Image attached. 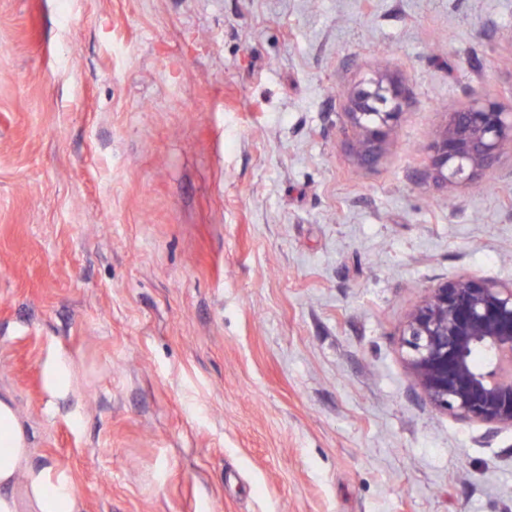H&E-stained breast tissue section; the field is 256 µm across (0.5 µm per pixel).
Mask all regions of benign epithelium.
<instances>
[{
    "label": "benign epithelium",
    "mask_w": 512,
    "mask_h": 512,
    "mask_svg": "<svg viewBox=\"0 0 512 512\" xmlns=\"http://www.w3.org/2000/svg\"><path fill=\"white\" fill-rule=\"evenodd\" d=\"M405 100L402 83L383 71L349 90L347 115L361 164L377 159ZM445 114L429 146L438 179L471 180L512 150V107L476 93ZM402 342L410 374L432 406L463 422L512 430V283L463 276L430 289L408 316Z\"/></svg>",
    "instance_id": "1"
}]
</instances>
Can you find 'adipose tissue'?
Returning <instances> with one entry per match:
<instances>
[{"label": "adipose tissue", "mask_w": 512, "mask_h": 512, "mask_svg": "<svg viewBox=\"0 0 512 512\" xmlns=\"http://www.w3.org/2000/svg\"><path fill=\"white\" fill-rule=\"evenodd\" d=\"M31 449L10 401L0 399V512H79L66 471L30 465Z\"/></svg>", "instance_id": "ef3b65f1"}]
</instances>
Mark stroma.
<instances>
[{
	"instance_id": "obj_1",
	"label": "stroma",
	"mask_w": 512,
	"mask_h": 512,
	"mask_svg": "<svg viewBox=\"0 0 512 512\" xmlns=\"http://www.w3.org/2000/svg\"><path fill=\"white\" fill-rule=\"evenodd\" d=\"M407 91L360 165L345 93ZM512 0H0V395L81 512H512V430L430 405L429 288L512 283ZM74 392L43 376L59 352ZM445 114L446 123L429 146L439 180H472L492 168L505 149L512 150V107L474 93L467 106L448 107Z\"/></svg>"
}]
</instances>
